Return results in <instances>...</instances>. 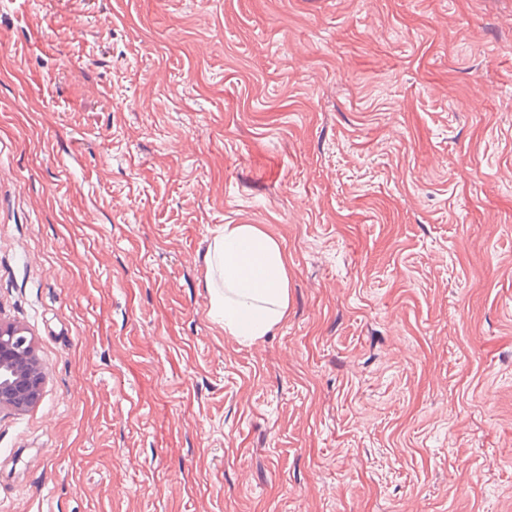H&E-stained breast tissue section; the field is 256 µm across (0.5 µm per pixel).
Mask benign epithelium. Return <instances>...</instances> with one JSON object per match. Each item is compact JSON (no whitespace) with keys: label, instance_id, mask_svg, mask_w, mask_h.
<instances>
[{"label":"benign epithelium","instance_id":"7a95c632","mask_svg":"<svg viewBox=\"0 0 512 512\" xmlns=\"http://www.w3.org/2000/svg\"><path fill=\"white\" fill-rule=\"evenodd\" d=\"M44 368L32 339L13 324L0 322V411H26L42 397Z\"/></svg>","mask_w":512,"mask_h":512}]
</instances>
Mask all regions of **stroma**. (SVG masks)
Masks as SVG:
<instances>
[{"mask_svg": "<svg viewBox=\"0 0 512 512\" xmlns=\"http://www.w3.org/2000/svg\"><path fill=\"white\" fill-rule=\"evenodd\" d=\"M0 319V512H512V0H0ZM207 264L211 314L224 334L251 344L278 326L288 308V260L275 239L254 224L224 225ZM213 271L224 278L221 291L211 281ZM25 333L0 321V411H26L43 394L44 368Z\"/></svg>", "mask_w": 512, "mask_h": 512, "instance_id": "obj_1", "label": "stroma"}]
</instances>
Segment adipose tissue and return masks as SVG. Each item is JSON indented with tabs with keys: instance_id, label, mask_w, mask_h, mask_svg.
<instances>
[{
	"instance_id": "obj_1",
	"label": "adipose tissue",
	"mask_w": 512,
	"mask_h": 512,
	"mask_svg": "<svg viewBox=\"0 0 512 512\" xmlns=\"http://www.w3.org/2000/svg\"><path fill=\"white\" fill-rule=\"evenodd\" d=\"M224 279L212 290L211 314L238 343H254L282 321L288 307V260L278 242L252 224H227L208 252Z\"/></svg>"
}]
</instances>
